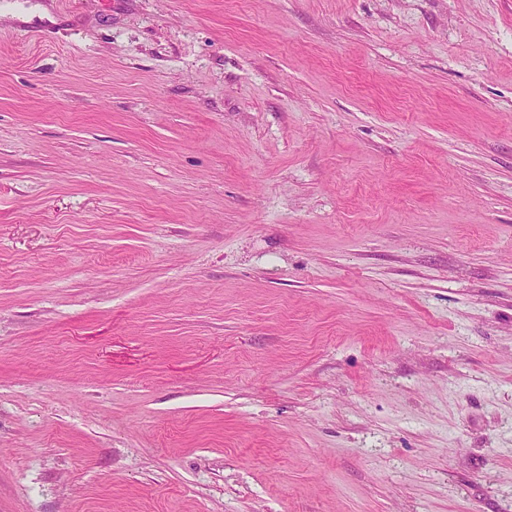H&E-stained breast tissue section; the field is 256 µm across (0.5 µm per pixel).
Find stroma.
<instances>
[{"mask_svg": "<svg viewBox=\"0 0 512 512\" xmlns=\"http://www.w3.org/2000/svg\"><path fill=\"white\" fill-rule=\"evenodd\" d=\"M0 512H512V0H0Z\"/></svg>", "mask_w": 512, "mask_h": 512, "instance_id": "obj_1", "label": "stroma"}]
</instances>
